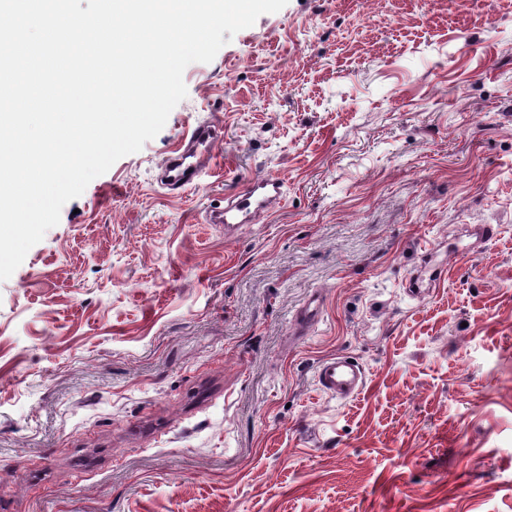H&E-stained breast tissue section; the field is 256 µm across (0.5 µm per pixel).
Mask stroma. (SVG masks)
Masks as SVG:
<instances>
[{"instance_id":"obj_1","label":"stroma","mask_w":512,"mask_h":512,"mask_svg":"<svg viewBox=\"0 0 512 512\" xmlns=\"http://www.w3.org/2000/svg\"><path fill=\"white\" fill-rule=\"evenodd\" d=\"M183 79L0 281V512H512V0H288ZM269 173L262 223H205ZM336 354L354 398L317 384ZM223 138L224 128L219 123L198 125L163 161L158 181L171 192L191 185L212 163L215 147ZM362 365L353 357L337 354L319 362L316 370L318 385L338 399H349L359 394L365 384Z\"/></svg>"}]
</instances>
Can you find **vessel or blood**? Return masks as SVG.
I'll return each instance as SVG.
<instances>
[{"mask_svg":"<svg viewBox=\"0 0 512 512\" xmlns=\"http://www.w3.org/2000/svg\"><path fill=\"white\" fill-rule=\"evenodd\" d=\"M224 138V128L217 123L197 126L186 142L166 157L160 166L159 182L176 192L191 185L208 167L215 148ZM283 181L273 174L250 179L242 190L225 199L223 206L207 210L205 219L220 224L225 235L234 234L242 225L256 223L280 206ZM365 371L353 357L337 354L319 362L316 370L318 385L339 399L359 394L365 384Z\"/></svg>","mask_w":512,"mask_h":512,"instance_id":"obj_1","label":"vessel or blood"}]
</instances>
